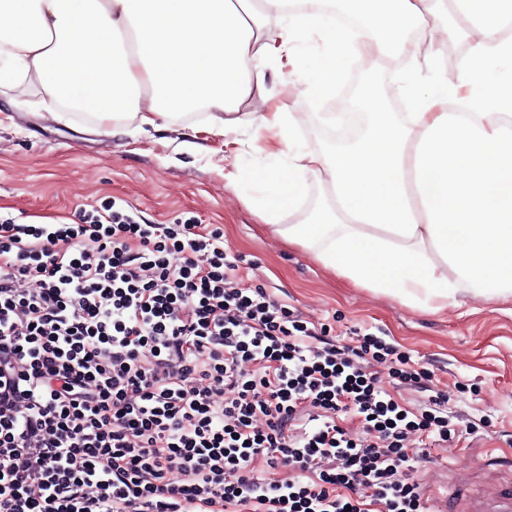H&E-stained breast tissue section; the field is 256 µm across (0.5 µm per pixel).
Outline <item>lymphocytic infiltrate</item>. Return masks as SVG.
<instances>
[{"instance_id":"f902f5d3","label":"lymphocytic infiltrate","mask_w":512,"mask_h":512,"mask_svg":"<svg viewBox=\"0 0 512 512\" xmlns=\"http://www.w3.org/2000/svg\"><path fill=\"white\" fill-rule=\"evenodd\" d=\"M237 269L221 228L112 201L0 224V512H428L402 471L447 440V392L411 412L369 367L427 369L336 345Z\"/></svg>"}]
</instances>
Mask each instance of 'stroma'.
I'll return each instance as SVG.
<instances>
[{"mask_svg":"<svg viewBox=\"0 0 512 512\" xmlns=\"http://www.w3.org/2000/svg\"><path fill=\"white\" fill-rule=\"evenodd\" d=\"M267 88L272 100L302 115L309 147H340L305 86L279 75ZM43 96L31 79L0 85V222L73 223L80 210L112 200L136 208L143 223L194 217L220 226L244 282L264 286L305 320L326 325L337 343L369 333L430 370L424 390L392 384L387 366L375 365L405 406L420 409L430 391H447V415L457 430L410 471L426 496L470 512L512 489V297L480 299L463 291L432 315L352 287L309 250L260 224L242 202L253 193L249 184H228L224 174L233 168L278 164L254 149L251 128L209 136V154L193 155L181 147L182 128L205 119V112L175 119L162 142L147 133L107 135L80 112L54 116L42 110ZM12 100L17 109L9 108Z\"/></svg>","mask_w":512,"mask_h":512,"instance_id":"stroma-1","label":"stroma"}]
</instances>
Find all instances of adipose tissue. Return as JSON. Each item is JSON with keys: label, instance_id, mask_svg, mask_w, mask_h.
<instances>
[{"label": "adipose tissue", "instance_id": "1", "mask_svg": "<svg viewBox=\"0 0 512 512\" xmlns=\"http://www.w3.org/2000/svg\"><path fill=\"white\" fill-rule=\"evenodd\" d=\"M338 2L359 37L337 27L328 0H0V84L35 77L46 111L77 108L113 136L207 110L182 142L194 152L202 133L272 130L286 165L229 179L259 187L245 205L326 270L421 311H441L463 286L511 296L512 0ZM451 6L466 31L433 24ZM459 36L470 47L450 79L440 48ZM314 37L311 58L299 56ZM391 53L406 58L413 110L398 115L367 82L355 104L369 126L348 146L307 149L302 116L267 109L270 70L291 68L324 97L348 59L367 58L372 73ZM315 183L329 202L283 224Z\"/></svg>", "mask_w": 512, "mask_h": 512}]
</instances>
